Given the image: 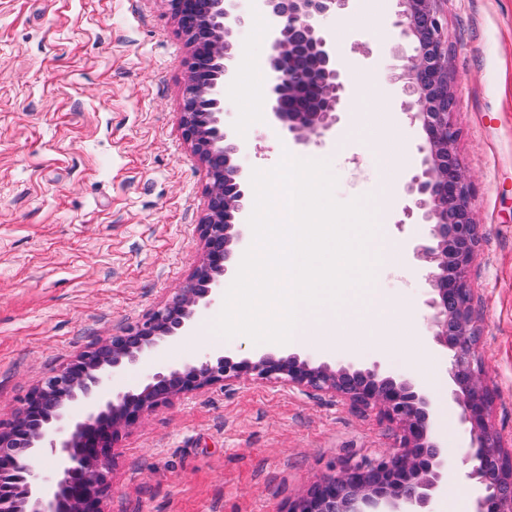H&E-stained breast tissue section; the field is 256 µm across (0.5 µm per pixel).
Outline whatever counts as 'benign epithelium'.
<instances>
[{"label": "benign epithelium", "mask_w": 512, "mask_h": 512, "mask_svg": "<svg viewBox=\"0 0 512 512\" xmlns=\"http://www.w3.org/2000/svg\"><path fill=\"white\" fill-rule=\"evenodd\" d=\"M189 47L188 79L181 105V132L207 168L208 205L199 225L202 261L189 283L143 322L112 335L77 355L30 391L14 419L0 421V472L16 469L14 488L0 477V512H106L119 434L146 413L182 395L237 380L282 383L331 393L352 408L376 414L395 426L396 444L379 456L351 463L316 481L288 504L287 512H433V500L448 473L464 468L474 493L473 512H512V452L489 424L493 393L476 358L479 332L471 310L467 268L478 244L471 212L472 185L453 150L458 130L454 75L448 70L441 0H399L395 27L415 43V54L393 74L408 97L424 136L421 173L405 184L409 216L421 213L428 237L413 249L425 263L430 287L433 343L449 356V397L460 409L470 449L461 462L442 454L437 408L423 385L382 361L336 363L298 352H212L147 373L126 391L105 396L107 377L147 361L166 342L190 335L195 315L223 294L234 271L245 225L226 224L233 211L244 220L247 178L239 163L241 145L224 128V82L232 76L233 29L244 24L232 0H211L209 15L196 13V0H166ZM272 22L265 65L270 81L265 112L269 120L307 143L331 131L349 108L347 84L322 21L345 10L349 0H260ZM221 154L232 173L215 168ZM78 400L86 416L70 417ZM48 456L52 472L31 461Z\"/></svg>", "instance_id": "obj_1"}]
</instances>
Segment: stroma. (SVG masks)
Returning a JSON list of instances; mask_svg holds the SVG:
<instances>
[{"mask_svg":"<svg viewBox=\"0 0 512 512\" xmlns=\"http://www.w3.org/2000/svg\"><path fill=\"white\" fill-rule=\"evenodd\" d=\"M448 68L455 76L454 152L473 185L479 245L467 269L479 330L477 355L494 392L491 422L512 447V0H442ZM397 0L368 29L337 38L323 22L352 94L377 89L404 152L395 204L377 230L395 241L403 275L376 271L381 295L407 321L397 335L367 336L305 353L330 361L380 359L442 402L438 433L448 459L468 443L449 398V362L431 341L425 270L414 259L420 218H407L404 185L422 169L423 133L402 110L391 78L413 55L394 26ZM224 122L243 146L245 173L284 153L318 152L337 178L334 196H368L380 175L370 131L350 114L320 141L296 142L271 122L241 123L245 95L263 98L269 74L246 71L266 43L251 24L233 34ZM189 48L165 0H0V420L9 421L50 372L90 344L141 322L189 280L203 254L198 225L207 170L181 135ZM213 306L188 338L108 377L103 394L135 385L146 369L207 352H251L225 338ZM392 425L328 393L281 383L205 388L145 414L122 431L109 474L107 512H283L288 501L344 461L395 443Z\"/></svg>","mask_w":512,"mask_h":512,"instance_id":"1","label":"stroma"}]
</instances>
